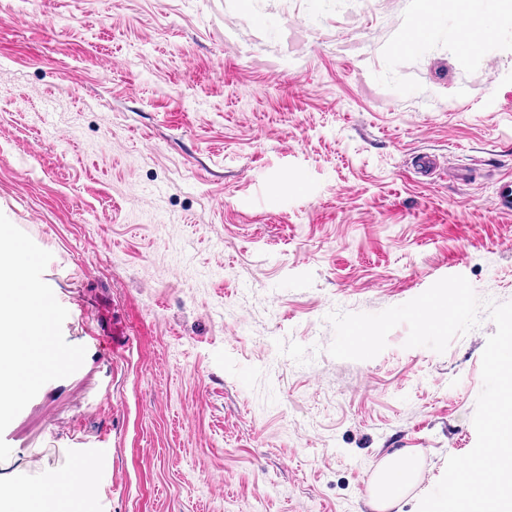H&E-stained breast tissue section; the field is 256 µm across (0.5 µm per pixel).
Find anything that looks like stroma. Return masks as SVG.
Here are the masks:
<instances>
[{
	"instance_id": "35a3bbf8",
	"label": "stroma",
	"mask_w": 512,
	"mask_h": 512,
	"mask_svg": "<svg viewBox=\"0 0 512 512\" xmlns=\"http://www.w3.org/2000/svg\"><path fill=\"white\" fill-rule=\"evenodd\" d=\"M451 2L413 47L418 0H0V212L86 349L0 435V480L83 451L79 512H373L408 451L418 512L476 443L495 325L351 361L327 316L452 275L512 301V43H450ZM416 463L412 457L403 455L388 458L377 469L371 506L379 512H391L400 503L404 492L416 477Z\"/></svg>"
}]
</instances>
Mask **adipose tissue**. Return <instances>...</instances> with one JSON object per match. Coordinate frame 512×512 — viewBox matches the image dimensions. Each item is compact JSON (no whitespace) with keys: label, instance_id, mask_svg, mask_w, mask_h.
Returning a JSON list of instances; mask_svg holds the SVG:
<instances>
[{"label":"adipose tissue","instance_id":"ef3b65f1","mask_svg":"<svg viewBox=\"0 0 512 512\" xmlns=\"http://www.w3.org/2000/svg\"><path fill=\"white\" fill-rule=\"evenodd\" d=\"M460 21L448 29L449 41L480 51L512 22V0H492L489 10H482L480 0H457ZM416 463L403 455L385 460L377 469L371 492L374 512H394L403 494L416 477Z\"/></svg>","mask_w":512,"mask_h":512}]
</instances>
